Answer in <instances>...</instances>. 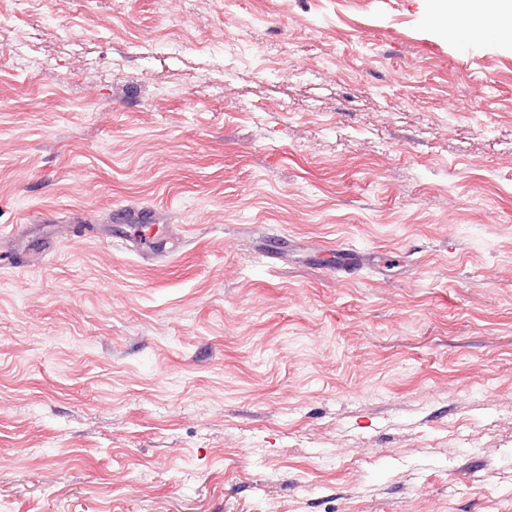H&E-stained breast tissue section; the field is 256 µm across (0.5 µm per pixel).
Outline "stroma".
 I'll return each instance as SVG.
<instances>
[{"label":"stroma","instance_id":"stroma-1","mask_svg":"<svg viewBox=\"0 0 512 512\" xmlns=\"http://www.w3.org/2000/svg\"><path fill=\"white\" fill-rule=\"evenodd\" d=\"M449 4L0 0V512H512V39Z\"/></svg>","mask_w":512,"mask_h":512}]
</instances>
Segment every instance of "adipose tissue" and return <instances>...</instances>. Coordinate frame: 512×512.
I'll return each instance as SVG.
<instances>
[{
	"label": "adipose tissue",
	"mask_w": 512,
	"mask_h": 512,
	"mask_svg": "<svg viewBox=\"0 0 512 512\" xmlns=\"http://www.w3.org/2000/svg\"><path fill=\"white\" fill-rule=\"evenodd\" d=\"M444 22L452 34L482 41L512 35V0H455Z\"/></svg>",
	"instance_id": "adipose-tissue-1"
}]
</instances>
